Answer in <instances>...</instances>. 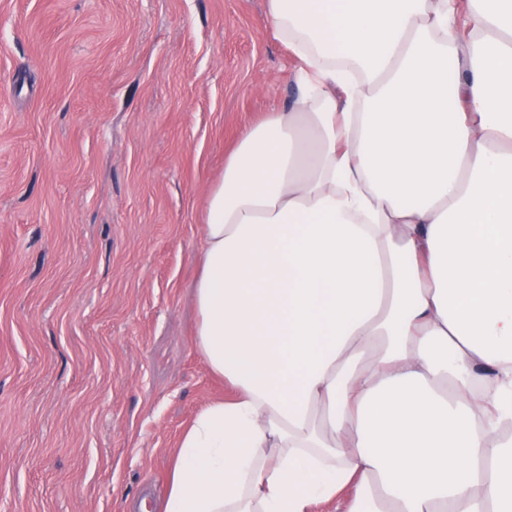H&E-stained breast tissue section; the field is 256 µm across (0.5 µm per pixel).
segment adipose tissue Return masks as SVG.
<instances>
[{"instance_id":"1","label":"adipose tissue","mask_w":512,"mask_h":512,"mask_svg":"<svg viewBox=\"0 0 512 512\" xmlns=\"http://www.w3.org/2000/svg\"><path fill=\"white\" fill-rule=\"evenodd\" d=\"M302 91L204 210L232 387L160 512H512V0H266Z\"/></svg>"}]
</instances>
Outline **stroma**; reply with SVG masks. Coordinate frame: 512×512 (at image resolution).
Wrapping results in <instances>:
<instances>
[{
    "mask_svg": "<svg viewBox=\"0 0 512 512\" xmlns=\"http://www.w3.org/2000/svg\"><path fill=\"white\" fill-rule=\"evenodd\" d=\"M266 0H0V512L164 498L231 388L193 346L201 218L296 95Z\"/></svg>",
    "mask_w": 512,
    "mask_h": 512,
    "instance_id": "obj_1",
    "label": "stroma"
}]
</instances>
